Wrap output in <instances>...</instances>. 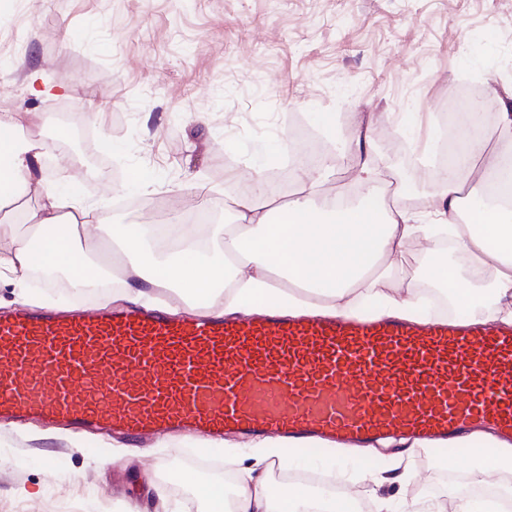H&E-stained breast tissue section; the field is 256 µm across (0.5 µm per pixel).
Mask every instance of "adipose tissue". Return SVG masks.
Wrapping results in <instances>:
<instances>
[{
    "label": "adipose tissue",
    "mask_w": 512,
    "mask_h": 512,
    "mask_svg": "<svg viewBox=\"0 0 512 512\" xmlns=\"http://www.w3.org/2000/svg\"><path fill=\"white\" fill-rule=\"evenodd\" d=\"M352 138L351 166L363 190L356 206L321 209L332 170L326 163L316 175L300 169L302 193L288 206L273 209L261 194H247L237 203L238 223L207 225L201 237L144 224L102 228L101 239L111 240L133 272L124 282V298L144 304L151 289L163 285L179 288L191 301L208 298L221 314L273 310L422 320L417 284L424 279L445 289L454 311L512 326V184L488 193L477 176L480 160L495 170L512 160V88L494 128L465 131L460 156L438 178L433 224L386 202L370 137L358 127ZM42 148L35 134L23 144L0 140V203L32 189L41 199L39 211L24 214L22 230L13 231L0 271L22 280L41 266L61 270L78 284L95 281L106 267L96 251L77 249L91 225L76 229L63 221L67 215L89 216L90 206L73 190L42 184L35 168ZM444 240L468 263L470 278L449 263L440 247ZM411 251L430 259L417 277L401 273ZM307 502L301 484L273 490L255 469L239 473L235 512H305Z\"/></svg>",
    "instance_id": "adipose-tissue-1"
}]
</instances>
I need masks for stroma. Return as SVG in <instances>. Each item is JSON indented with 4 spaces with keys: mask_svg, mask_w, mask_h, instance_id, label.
Here are the masks:
<instances>
[{
    "mask_svg": "<svg viewBox=\"0 0 512 512\" xmlns=\"http://www.w3.org/2000/svg\"><path fill=\"white\" fill-rule=\"evenodd\" d=\"M0 23V114L15 134L60 140L45 183L76 176L98 224H160L207 196L211 221L235 222L234 202L262 177L297 171L319 144L336 169V195L352 186L353 130L368 125L389 201L434 192L429 130L461 88L500 110L512 84V0H15ZM69 129L57 138L56 123ZM236 150H227V143ZM150 177L128 185L132 170ZM120 306L121 294L87 298L0 278V311ZM235 435L204 447L181 432L135 453L122 440L31 420L0 432V512H192L195 483L260 464L269 481L327 471L321 455L290 450L259 460ZM417 473L401 484L399 464ZM352 471L368 503L421 500L471 489L459 460L382 449Z\"/></svg>",
    "mask_w": 512,
    "mask_h": 512,
    "instance_id": "1",
    "label": "stroma"
}]
</instances>
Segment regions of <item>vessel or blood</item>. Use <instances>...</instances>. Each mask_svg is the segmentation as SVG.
Segmentation results:
<instances>
[{
  "mask_svg": "<svg viewBox=\"0 0 512 512\" xmlns=\"http://www.w3.org/2000/svg\"><path fill=\"white\" fill-rule=\"evenodd\" d=\"M31 418L135 446L188 429L277 435L309 459L316 440L402 439L464 458L478 429L512 444V328L20 307L0 313V422Z\"/></svg>",
  "mask_w": 512,
  "mask_h": 512,
  "instance_id": "vessel-or-blood-1",
  "label": "vessel or blood"
}]
</instances>
